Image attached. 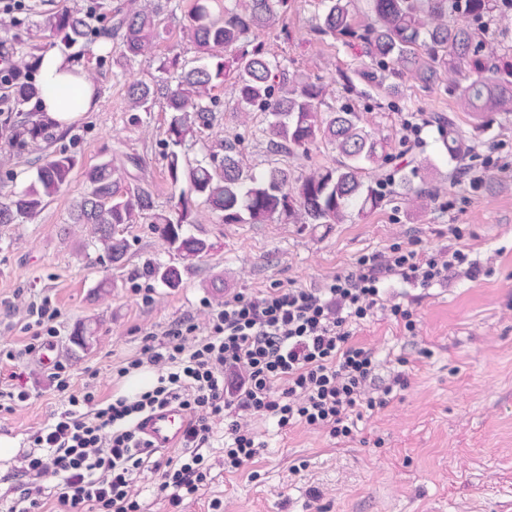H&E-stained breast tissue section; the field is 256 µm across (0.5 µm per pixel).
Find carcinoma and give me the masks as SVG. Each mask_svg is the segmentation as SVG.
Wrapping results in <instances>:
<instances>
[{
  "instance_id": "obj_1",
  "label": "carcinoma",
  "mask_w": 512,
  "mask_h": 512,
  "mask_svg": "<svg viewBox=\"0 0 512 512\" xmlns=\"http://www.w3.org/2000/svg\"><path fill=\"white\" fill-rule=\"evenodd\" d=\"M212 2L192 0L188 31L201 54L217 59L215 65H191L176 55L164 57L158 65L161 83L140 82L127 90L131 111H151L160 94L173 113L165 131L167 171L173 194L178 196L173 211L156 212L152 194L127 183L123 172L110 162L85 172L88 190L76 205L73 220L90 226L113 264L122 262L128 250L118 229L146 220L181 259L206 254L210 245L189 229L196 223L198 201L226 224H263L275 217L304 224H339L348 215L361 216L383 202L380 183L364 181L362 173L368 165L381 166L384 146L363 128L358 113L342 109L322 115L319 84L291 82L285 67L262 45L246 48L250 34L272 28L287 12L288 0H224V9L217 13ZM321 2L324 12L318 34L357 42L382 68L394 74L410 72L425 84L435 82L440 68L462 69L468 81L456 90L464 109L479 118L489 112L512 113V60H501L497 50L487 47L472 28L448 23L450 11L472 21L489 17L496 10V0H369L375 18L370 25L357 21L352 0ZM41 27L68 46L102 34L66 5L46 14ZM112 33L120 34L119 58L128 61L142 54L162 37L157 10L129 0L126 10L115 12ZM229 50L233 56L227 61L224 53ZM43 53V47L29 45L4 74L0 138L19 155L33 144L49 146L57 140L55 124L35 112L16 120V114L25 112L41 93L32 71L38 69ZM229 76L236 87V111L246 115L258 109L271 116L264 134L268 153L286 158L321 142L337 153V163L298 176L286 166L257 171L231 142L206 160L188 161L182 147L213 126L212 91ZM74 167V156L65 151L46 154L30 184L0 202V224L35 219L67 185ZM146 274L167 288L182 283V269L174 264H150ZM94 333L91 327L79 325L70 342L84 349Z\"/></svg>"
}]
</instances>
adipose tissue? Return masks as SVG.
Instances as JSON below:
<instances>
[{
	"mask_svg": "<svg viewBox=\"0 0 512 512\" xmlns=\"http://www.w3.org/2000/svg\"><path fill=\"white\" fill-rule=\"evenodd\" d=\"M43 88L38 111L46 113L59 127L76 121L79 112L96 105V91L85 70L62 55L49 51L43 54L39 68Z\"/></svg>",
	"mask_w": 512,
	"mask_h": 512,
	"instance_id": "1",
	"label": "adipose tissue"
}]
</instances>
